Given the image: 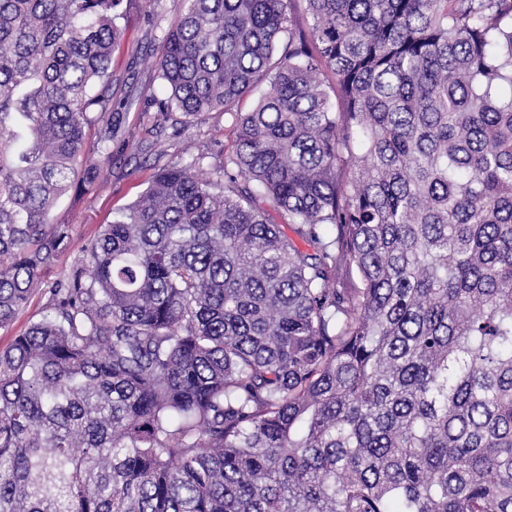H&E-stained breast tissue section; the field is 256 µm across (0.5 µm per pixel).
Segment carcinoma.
I'll use <instances>...</instances> for the list:
<instances>
[{"mask_svg": "<svg viewBox=\"0 0 512 512\" xmlns=\"http://www.w3.org/2000/svg\"><path fill=\"white\" fill-rule=\"evenodd\" d=\"M122 2L0 0V328L112 163ZM152 65L232 151L0 351V512H512V0H174Z\"/></svg>", "mask_w": 512, "mask_h": 512, "instance_id": "obj_1", "label": "carcinoma"}]
</instances>
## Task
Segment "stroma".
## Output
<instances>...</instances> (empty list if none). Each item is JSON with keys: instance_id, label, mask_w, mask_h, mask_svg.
Wrapping results in <instances>:
<instances>
[{"instance_id": "obj_1", "label": "stroma", "mask_w": 512, "mask_h": 512, "mask_svg": "<svg viewBox=\"0 0 512 512\" xmlns=\"http://www.w3.org/2000/svg\"><path fill=\"white\" fill-rule=\"evenodd\" d=\"M172 16L173 0H131L119 19L121 37L110 70L114 97L127 101L128 107L121 136L112 145V169L95 189H74L55 204L51 221L71 226L69 247L45 272L41 288L32 294L26 309L10 326L0 328V350L45 314L52 284L69 268L85 240L96 235L101 225L111 223L115 212L137 201L160 166L198 156L206 177L223 164L232 140L230 118L224 113H208L186 131L181 112L174 110L160 139H153L149 131L158 103L168 92L144 59L158 52Z\"/></svg>"}]
</instances>
